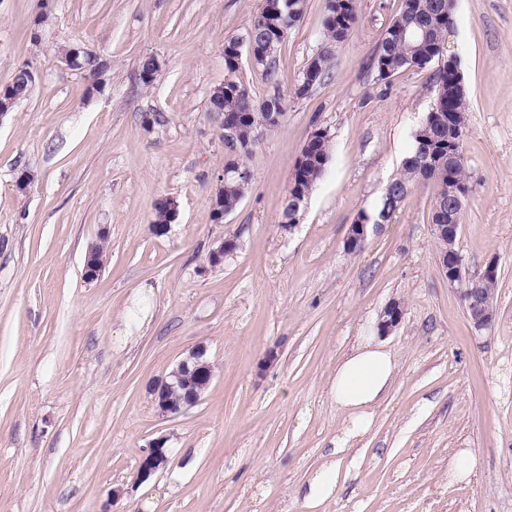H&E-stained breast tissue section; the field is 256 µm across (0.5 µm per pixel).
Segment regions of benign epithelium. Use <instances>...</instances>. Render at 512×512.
I'll return each mask as SVG.
<instances>
[{
	"label": "benign epithelium",
	"mask_w": 512,
	"mask_h": 512,
	"mask_svg": "<svg viewBox=\"0 0 512 512\" xmlns=\"http://www.w3.org/2000/svg\"><path fill=\"white\" fill-rule=\"evenodd\" d=\"M23 100L19 93L11 91L4 93L0 90V119ZM219 120V130L224 144L231 148L235 145L238 135V127L234 123L224 121V111L216 112ZM224 179H219L218 188L211 201L212 221L216 224L224 222ZM457 225L434 224L432 230L441 239H448L447 249L437 258L439 269L448 278L451 284L461 285L460 294L465 309L473 315V323L482 328L490 324L494 317V308L489 299L483 295L482 289L471 287L475 276L466 272L464 259L455 238ZM369 233L368 224H352L346 238V248L357 247L364 243ZM235 243L232 240H223L209 252L206 265L216 268L224 264V256L233 252ZM104 263L102 257L95 251H89L84 267L83 277L87 281H93L99 277ZM402 309L396 302L390 303L384 310L377 323V331L380 335H386L401 321ZM215 377L214 364L207 357L206 349L202 346L193 350L189 356L179 362L169 375L156 382L151 387V395L154 407L159 415L169 418L181 414L187 408L198 403L204 393L209 389ZM167 439L159 438L150 446L148 454L140 462L137 479L148 480L153 474L164 469L169 463Z\"/></svg>",
	"instance_id": "benign-epithelium-1"
}]
</instances>
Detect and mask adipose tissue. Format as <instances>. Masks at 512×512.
Segmentation results:
<instances>
[{"instance_id": "1", "label": "adipose tissue", "mask_w": 512, "mask_h": 512, "mask_svg": "<svg viewBox=\"0 0 512 512\" xmlns=\"http://www.w3.org/2000/svg\"><path fill=\"white\" fill-rule=\"evenodd\" d=\"M397 373L395 357L372 332L358 336L350 353L338 360L329 392L342 416V427L332 454L308 482L304 496L306 512H317L336 496L347 476L341 455L371 431L377 409L391 392Z\"/></svg>"}]
</instances>
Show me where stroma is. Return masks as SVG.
I'll return each mask as SVG.
<instances>
[{
  "mask_svg": "<svg viewBox=\"0 0 512 512\" xmlns=\"http://www.w3.org/2000/svg\"><path fill=\"white\" fill-rule=\"evenodd\" d=\"M401 4L357 0L330 79L307 95L297 89L325 0H308L275 77L242 61L254 100L286 106L244 154L224 145L208 98L227 76L225 40L261 0H0V87L20 67L34 75L0 118V512H305L297 491L342 423L332 371L393 302L402 320L383 341L397 382L319 512H512V0H456L446 39L468 100L457 246L469 273L498 269L482 329L438 267L434 185L412 187L359 252L345 247L433 102L432 69L381 81L370 67ZM74 43L106 60L99 77L63 62ZM149 54L160 69L147 85ZM318 128L330 162L287 229L290 176ZM230 162L248 183L216 224L211 199ZM164 197L179 215L157 236ZM229 238L235 250L206 269ZM102 240L104 268L85 281ZM199 345L215 365L210 388L159 416L152 384ZM160 437L167 469L137 481ZM458 448L479 458L472 483L448 482ZM170 209V220H169V212L167 210L166 202L163 198L157 200L153 205V220L151 222V228L154 235L162 236L165 235L169 228L170 224H172L178 217V203L176 200L171 198V203L169 204ZM169 220V224H166Z\"/></svg>",
  "mask_w": 512,
  "mask_h": 512,
  "instance_id": "stroma-1",
  "label": "stroma"
}]
</instances>
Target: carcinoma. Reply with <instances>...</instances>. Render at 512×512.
Listing matches in <instances>:
<instances>
[{
    "label": "carcinoma",
    "instance_id": "1",
    "mask_svg": "<svg viewBox=\"0 0 512 512\" xmlns=\"http://www.w3.org/2000/svg\"><path fill=\"white\" fill-rule=\"evenodd\" d=\"M307 9L306 0H262L256 15L242 37L224 41V68L229 78L224 80V114L238 120L239 151L249 154L258 140V129L268 124L270 113L285 114V104L278 96L256 102L248 89L233 78L240 68L243 54L255 58L256 64L274 76L275 54L288 38ZM323 39L318 50L303 69L308 82L297 90L305 95L329 78L336 48L349 39L358 22L356 0H326ZM454 24L448 11V0H403L399 13L393 18L373 58L379 79L386 80L407 68L425 69L433 62L434 101L430 110L413 133V148L402 164L399 176L392 179L385 195L371 210L361 209L357 218L369 214L383 216L388 224L416 183L431 182L437 191L434 202L440 209L432 211L431 223H448V181L468 190L464 177L462 138L468 103L463 75L458 64L448 65L440 60L448 34ZM331 135L326 129L313 134L301 151L304 162L296 163L289 183L288 195L308 197L321 179L330 161ZM246 180L239 175L234 163L224 168V212L231 213L244 196Z\"/></svg>",
    "mask_w": 512,
    "mask_h": 512
}]
</instances>
